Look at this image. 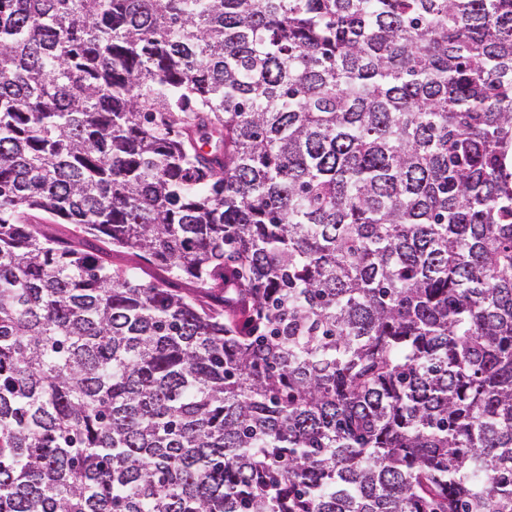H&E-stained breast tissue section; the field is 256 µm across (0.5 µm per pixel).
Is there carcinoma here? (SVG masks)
Masks as SVG:
<instances>
[{"label":"carcinoma","mask_w":512,"mask_h":512,"mask_svg":"<svg viewBox=\"0 0 512 512\" xmlns=\"http://www.w3.org/2000/svg\"><path fill=\"white\" fill-rule=\"evenodd\" d=\"M0 512H512V0H0Z\"/></svg>","instance_id":"obj_1"}]
</instances>
